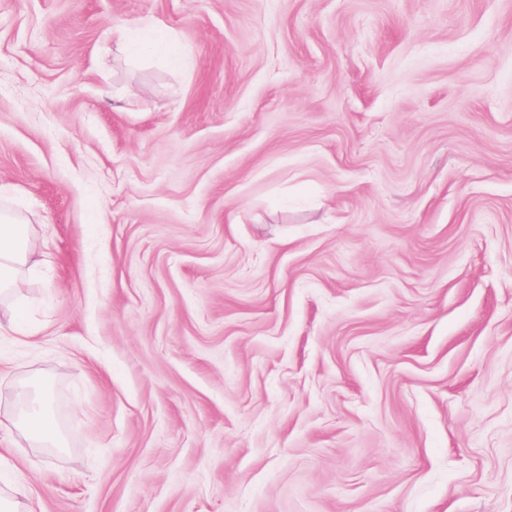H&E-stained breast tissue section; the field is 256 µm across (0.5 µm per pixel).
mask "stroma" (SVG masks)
Wrapping results in <instances>:
<instances>
[{
    "mask_svg": "<svg viewBox=\"0 0 512 512\" xmlns=\"http://www.w3.org/2000/svg\"><path fill=\"white\" fill-rule=\"evenodd\" d=\"M1 207L21 512H512V0H0ZM37 245L28 225L11 213L0 212V298L14 292L40 265ZM30 436L39 443H48L52 447H62L59 441L55 420L44 409L26 414L22 420Z\"/></svg>",
    "mask_w": 512,
    "mask_h": 512,
    "instance_id": "obj_1",
    "label": "stroma"
}]
</instances>
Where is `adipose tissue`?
<instances>
[{
  "label": "adipose tissue",
  "mask_w": 512,
  "mask_h": 512,
  "mask_svg": "<svg viewBox=\"0 0 512 512\" xmlns=\"http://www.w3.org/2000/svg\"><path fill=\"white\" fill-rule=\"evenodd\" d=\"M39 265L37 246L27 224L13 214L0 212V295L17 290Z\"/></svg>",
  "instance_id": "ef3b65f1"
}]
</instances>
